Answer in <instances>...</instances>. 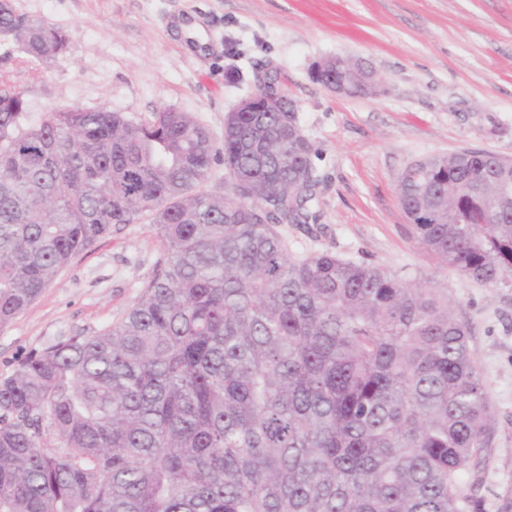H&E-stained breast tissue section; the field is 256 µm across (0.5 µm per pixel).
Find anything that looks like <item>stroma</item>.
Wrapping results in <instances>:
<instances>
[{
  "label": "stroma",
  "mask_w": 512,
  "mask_h": 512,
  "mask_svg": "<svg viewBox=\"0 0 512 512\" xmlns=\"http://www.w3.org/2000/svg\"><path fill=\"white\" fill-rule=\"evenodd\" d=\"M20 15L70 35L39 62L0 42V86L24 93L26 120L71 105L135 122L161 108L214 137L259 78L277 74L312 143L321 179L307 224L279 231L294 257L330 252L411 271L447 287L493 407L490 448L461 478L481 512H512V288L493 290L424 254L397 193L407 164L463 149L512 157V0H13ZM361 61L378 94H338L312 80L318 60ZM240 79H226L230 70ZM165 252L142 217L113 226L10 324L0 375L18 355L120 320Z\"/></svg>",
  "instance_id": "35a3bbf8"
}]
</instances>
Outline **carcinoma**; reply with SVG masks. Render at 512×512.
Returning <instances> with one entry per match:
<instances>
[{"mask_svg":"<svg viewBox=\"0 0 512 512\" xmlns=\"http://www.w3.org/2000/svg\"><path fill=\"white\" fill-rule=\"evenodd\" d=\"M2 39L43 62L70 42L11 0ZM24 109L0 89V326L114 225L150 217L166 258L120 321L0 377V512H479L459 482L495 420L448 287L288 254L277 226L320 186L298 113L234 112L217 140L170 108ZM397 190L437 265L512 288V165L423 158Z\"/></svg>","mask_w":512,"mask_h":512,"instance_id":"cac0c4a2","label":"carcinoma"}]
</instances>
